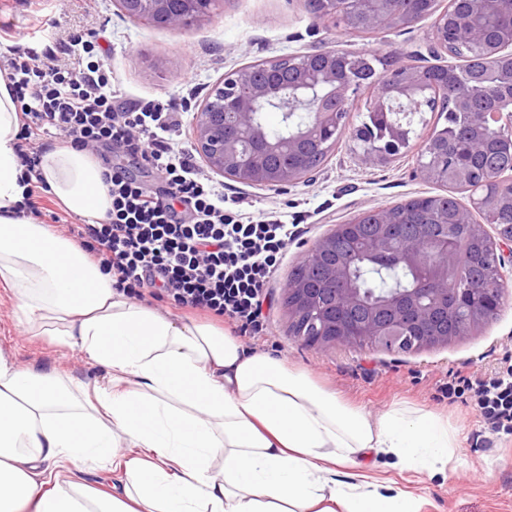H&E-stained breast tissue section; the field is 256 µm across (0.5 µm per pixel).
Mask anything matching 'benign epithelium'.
Segmentation results:
<instances>
[{"instance_id":"1","label":"benign epithelium","mask_w":512,"mask_h":512,"mask_svg":"<svg viewBox=\"0 0 512 512\" xmlns=\"http://www.w3.org/2000/svg\"><path fill=\"white\" fill-rule=\"evenodd\" d=\"M130 18L154 27L181 30L212 13L223 0H116ZM331 9L314 13L336 28L380 32L408 28L433 18L431 52L451 55L462 46H481L494 65L479 75L467 65L417 66L401 57L374 79L365 82L352 75V52L323 48L301 55L259 60L224 75V83L211 92L197 110L191 142L206 168L236 182L272 188L305 181L317 168L304 164L310 150L327 152L342 130L340 113L328 108L312 91L325 88L345 104L365 86H376L372 115L393 116L387 145L362 151V162L373 166L392 160L398 149L409 145V113L452 106L468 118V126L484 131L497 128L512 134V26L494 31L458 22L459 13L472 0H329ZM476 77L498 89L487 105H475L454 92L461 77ZM302 104L310 120L296 132L269 136L259 118L270 105L283 115ZM448 145L431 134L425 140L416 175L429 182L448 181ZM484 181L472 184L458 169L453 177L462 189L476 192L486 186H511L512 179L490 171ZM486 209L485 198L470 197L461 205L463 227L475 238H485L494 260L495 285L491 288H450L448 275L461 268L460 254L448 236L430 235L428 224H410L396 253L398 262L419 271L417 286L388 291L374 302L365 301L351 275L356 258L376 259L392 249L396 226L384 221L373 225L372 234L361 237L355 224H335L319 237L297 264V276L288 279L283 305L290 320L304 319L307 331L294 334L313 348L371 346L417 352L468 339L480 326L497 318L505 308L512 279L503 273L512 266V225L492 237L485 225L474 223Z\"/></svg>"}]
</instances>
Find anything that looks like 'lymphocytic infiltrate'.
Listing matches in <instances>:
<instances>
[{
	"mask_svg": "<svg viewBox=\"0 0 512 512\" xmlns=\"http://www.w3.org/2000/svg\"><path fill=\"white\" fill-rule=\"evenodd\" d=\"M37 41L0 50V73L19 114L20 212H42L49 188L39 164L46 149L91 153L112 208L106 221L73 224L69 232L111 275L113 288L128 295L151 288L174 306L234 324L241 335H262L267 290L299 225L276 214L251 217L240 199H226L222 185L203 177L183 137V104L123 102L111 68L89 61L95 33L43 31ZM116 148L154 173L159 189L113 165ZM441 391L490 431L512 436V363L491 375L453 376Z\"/></svg>",
	"mask_w": 512,
	"mask_h": 512,
	"instance_id": "1",
	"label": "lymphocytic infiltrate"
}]
</instances>
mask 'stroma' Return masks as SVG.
I'll use <instances>...</instances> for the list:
<instances>
[{"label":"stroma","instance_id":"stroma-1","mask_svg":"<svg viewBox=\"0 0 512 512\" xmlns=\"http://www.w3.org/2000/svg\"><path fill=\"white\" fill-rule=\"evenodd\" d=\"M55 23L61 30L93 29L108 55L116 83L141 102L191 96L199 107L225 73L284 54L331 47L375 57L410 56L421 65L450 63L449 55L429 52L431 22L410 29L346 33L310 14L305 0H226L223 8L189 28L172 31L125 16L115 0H0V28L14 43ZM370 89L351 101L347 126L310 182L273 188L240 184L215 175L226 195L243 198L242 209L254 216L269 212L301 225V237L289 246L272 281L263 313L261 338L242 337L250 353L267 354L288 368L307 372L316 384L378 416L394 404L407 403L447 417L458 431L456 455L447 477L415 471L398 473L375 464L370 475L394 480L422 502L421 512H512V437L485 432L461 403H448L439 387L453 374H490L512 350V304L467 341L422 352L397 353L380 348H311L296 343L283 307L284 286L312 243L333 225L359 213L440 189L416 177L423 135L438 126V115L422 113L413 124L408 149L379 166L365 165L355 132L366 119ZM0 349L22 368H53L87 383H103L105 368L49 338H31L17 326L14 305L0 296Z\"/></svg>","mask_w":512,"mask_h":512}]
</instances>
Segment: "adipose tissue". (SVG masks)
<instances>
[{"label":"adipose tissue","mask_w":512,"mask_h":512,"mask_svg":"<svg viewBox=\"0 0 512 512\" xmlns=\"http://www.w3.org/2000/svg\"><path fill=\"white\" fill-rule=\"evenodd\" d=\"M18 129L0 74V291L28 332L108 378L90 386L21 370L0 351V512H420L408 493L382 492L368 462L444 468L457 446L447 421L404 406L369 417L224 330L117 292L68 238L17 215ZM40 171L70 214L111 210L89 153L55 147ZM88 465L123 479L95 490L74 475Z\"/></svg>","instance_id":"adipose-tissue-1"}]
</instances>
